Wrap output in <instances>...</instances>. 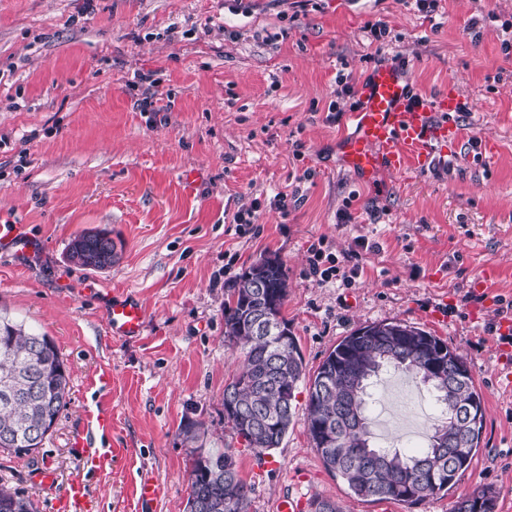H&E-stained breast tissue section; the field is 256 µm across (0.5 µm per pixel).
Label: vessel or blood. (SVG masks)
<instances>
[{
  "label": "vessel or blood",
  "mask_w": 512,
  "mask_h": 512,
  "mask_svg": "<svg viewBox=\"0 0 512 512\" xmlns=\"http://www.w3.org/2000/svg\"><path fill=\"white\" fill-rule=\"evenodd\" d=\"M413 98V88L401 68L374 70L364 86L360 108L350 114L355 132L341 145L343 165L368 178L381 171L419 169L427 164L435 141L456 137V127L447 121L448 113L458 108L453 93L419 105ZM0 247L25 255L33 252L34 242L24 225L3 224ZM107 321L113 337L131 339L143 334L146 313L139 302L116 298L107 311ZM73 445L84 449L89 470L111 467V450L89 449L80 434L74 437ZM56 512H88V489L83 479L68 484L56 501Z\"/></svg>",
  "instance_id": "vessel-or-blood-1"
}]
</instances>
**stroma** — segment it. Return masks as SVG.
<instances>
[{"label": "stroma", "mask_w": 512, "mask_h": 512, "mask_svg": "<svg viewBox=\"0 0 512 512\" xmlns=\"http://www.w3.org/2000/svg\"><path fill=\"white\" fill-rule=\"evenodd\" d=\"M507 42L512 0H434L429 20L414 0H0V224L25 225L38 246L32 257L0 249V313L55 341L71 387L41 448L0 451V485L38 512H55L77 477L90 512H186L191 462L179 429L193 420L205 447L237 450L251 512H277L288 496L303 498L304 512L324 498L341 512H451L486 488L496 512H512V342L500 327L512 319ZM383 65L403 68L424 101L451 89L469 109L450 113L460 140L437 147L427 168L365 180L342 166L339 145ZM142 73L155 81L157 111L137 107ZM279 192L287 211L273 205ZM247 211L251 223H238ZM96 230L110 233L118 262H69V242ZM358 238L376 248L358 255L355 282L309 275L312 243L340 257ZM266 254L288 272L282 313L307 374L351 331L379 322L424 329L464 357L484 427L448 494L412 507L351 494L309 439L302 385L277 448L255 453L225 428L224 386L241 357L224 343V300ZM115 295L145 308L139 338H113L105 309ZM105 370L109 385L96 386ZM377 397L379 443L424 446L426 389L391 373ZM100 410L111 434L88 421ZM79 433L111 449L110 471L85 467L70 446ZM47 463L50 490L32 479ZM145 473L164 487L149 503L137 493Z\"/></svg>", "instance_id": "obj_1"}]
</instances>
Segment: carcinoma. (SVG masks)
<instances>
[{
	"label": "carcinoma",
	"instance_id": "obj_1",
	"mask_svg": "<svg viewBox=\"0 0 512 512\" xmlns=\"http://www.w3.org/2000/svg\"><path fill=\"white\" fill-rule=\"evenodd\" d=\"M71 250L89 252L83 267L107 269L114 244L84 233ZM288 275L276 256L246 268L224 300V339L240 351V372L224 387V425L257 454L288 432L295 390L308 381L306 426L325 467L356 496L416 505L446 493L468 467L484 421L482 397L466 361L441 339L397 322L359 327L306 378L304 358L282 307ZM407 373L430 387L438 418L427 446L410 454L374 441L369 422L373 387L381 374ZM69 373L54 340L0 316V448L35 451L70 402ZM190 444L186 512H250L251 487L240 477L233 448H203L200 424L185 423ZM493 492L478 490L457 501L454 512H495ZM0 512H36L20 492L0 485Z\"/></svg>",
	"mask_w": 512,
	"mask_h": 512
}]
</instances>
